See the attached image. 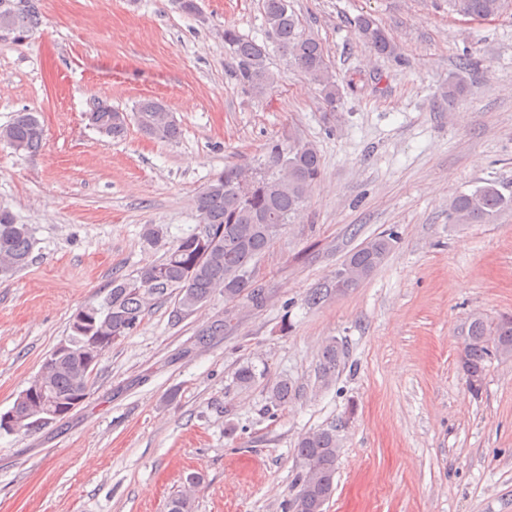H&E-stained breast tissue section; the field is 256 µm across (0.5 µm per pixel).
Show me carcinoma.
<instances>
[{
    "instance_id": "obj_1",
    "label": "carcinoma",
    "mask_w": 512,
    "mask_h": 512,
    "mask_svg": "<svg viewBox=\"0 0 512 512\" xmlns=\"http://www.w3.org/2000/svg\"><path fill=\"white\" fill-rule=\"evenodd\" d=\"M505 2L448 0V11L487 19L498 16ZM263 12L267 34L284 59L318 85L325 103L335 109L339 89L321 42L299 30L289 0H263ZM40 17L37 0H30L29 8L22 11H14L8 0H0V28L28 31L38 26ZM357 30L377 54H394L392 40L374 18H359ZM224 44L237 61L238 79L245 89L261 92L274 84L275 77L266 64L265 44L233 26L224 28ZM92 116L99 133L112 138L124 136L126 113L99 102ZM134 119L140 130L154 139L172 142L181 136L180 126L160 101L139 102ZM43 139L44 127L32 112H18L9 125L0 128V141L18 153L35 151ZM321 175L317 150L303 142L286 147L271 144L267 162L260 169L224 167L197 196L195 205L203 230L166 242L160 230L147 228L146 239L164 249L163 257L133 274L112 278V287L102 299L84 305L72 315L65 339L67 351L31 382L26 389L27 401L36 404L43 391H52L58 397L62 417L83 404L90 375L102 355L118 340L131 335L145 311L167 296L175 298L178 315L194 312L217 292L224 294L228 302L248 294L253 302L261 303L262 290L253 280L255 265L290 220L303 210ZM509 208L512 194H505L498 183L487 181L455 196L448 220L452 224H486ZM395 243L394 233L383 232L351 250L334 275L311 292L308 302L317 305L358 287L381 265ZM34 246L30 225L18 223L10 211L1 209L0 276L8 277L28 267ZM345 359L343 343L334 337L325 341L320 349L318 379L329 384L338 376ZM502 359H512V316L471 317L460 357L470 390L479 392L487 363ZM294 394L293 383L282 379L272 386L269 405L274 409L285 407ZM340 448L334 429H318L298 438L296 492L281 503L282 512H324V503L335 490Z\"/></svg>"
}]
</instances>
